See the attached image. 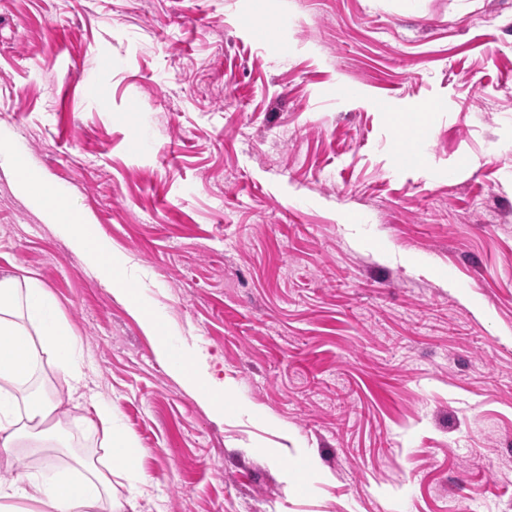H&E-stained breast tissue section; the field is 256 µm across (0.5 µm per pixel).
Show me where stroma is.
Wrapping results in <instances>:
<instances>
[{
	"mask_svg": "<svg viewBox=\"0 0 512 512\" xmlns=\"http://www.w3.org/2000/svg\"><path fill=\"white\" fill-rule=\"evenodd\" d=\"M0 127L231 391L214 418L0 172V276L141 450L125 512H512V0H0ZM62 432L33 476L107 462ZM397 155L402 162L415 163L418 159L422 142L413 125H406L405 130L397 132Z\"/></svg>",
	"mask_w": 512,
	"mask_h": 512,
	"instance_id": "1",
	"label": "stroma"
}]
</instances>
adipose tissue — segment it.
I'll list each match as a JSON object with an SVG mask.
<instances>
[{
  "label": "adipose tissue",
  "mask_w": 512,
  "mask_h": 512,
  "mask_svg": "<svg viewBox=\"0 0 512 512\" xmlns=\"http://www.w3.org/2000/svg\"><path fill=\"white\" fill-rule=\"evenodd\" d=\"M0 169L7 171L17 193L45 212L48 223L57 225L74 250L84 255L113 294L151 336L170 372L210 408L223 415L225 393L202 372L192 357L175 348L162 315L144 299L143 291L124 275V255L96 231L88 218L75 214L63 191L50 183L26 155L0 131ZM60 374L69 389L84 378L82 345L70 327L54 313V301L31 276L0 277V450L10 453L22 440L48 443L55 437L52 420L63 402L56 396L30 393V382L40 366ZM111 403L97 402L92 416H78L75 426L88 435H102L109 457L133 480H142L140 452L135 440L113 422ZM18 500L33 503L32 512H123V503L112 493L110 471L82 464L78 476L55 475L36 480L24 459H17L12 481L0 485V512H14Z\"/></svg>",
  "instance_id": "obj_1"
}]
</instances>
